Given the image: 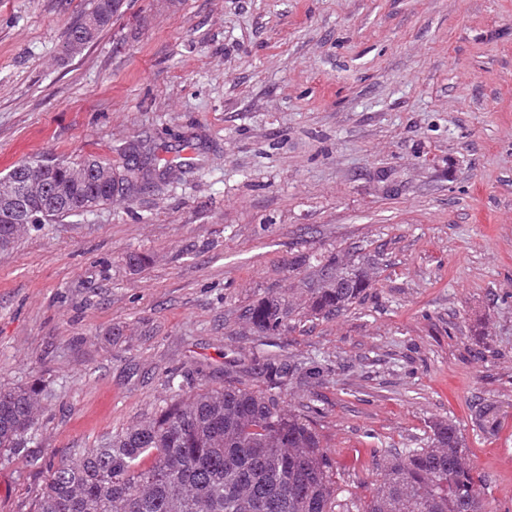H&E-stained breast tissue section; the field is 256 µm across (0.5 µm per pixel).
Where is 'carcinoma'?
I'll list each match as a JSON object with an SVG mask.
<instances>
[{
    "label": "carcinoma",
    "mask_w": 512,
    "mask_h": 512,
    "mask_svg": "<svg viewBox=\"0 0 512 512\" xmlns=\"http://www.w3.org/2000/svg\"><path fill=\"white\" fill-rule=\"evenodd\" d=\"M119 0H92L70 28L66 50L76 53L112 20ZM112 164L22 162L0 177V187L28 177L36 209L32 223L49 224L112 203L126 175L100 177ZM24 224L0 225V249ZM339 286L315 288L311 312L336 315L368 288L365 276H338ZM289 310L277 295L261 298L248 318L264 335L287 327ZM266 389L228 385L178 397L153 418L62 459L38 499L36 512H490L475 493L481 475L469 462L460 429L435 423L421 448L383 458L372 494L359 503L342 498L321 437L301 414L285 411L281 395L299 368L275 358L261 364ZM38 391L0 389V448H19L34 425ZM151 464L143 465L144 459Z\"/></svg>",
    "instance_id": "cac0c4a2"
}]
</instances>
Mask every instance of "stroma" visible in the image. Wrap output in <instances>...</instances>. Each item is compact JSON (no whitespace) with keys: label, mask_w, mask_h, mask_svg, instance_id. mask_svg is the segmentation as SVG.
Segmentation results:
<instances>
[{"label":"stroma","mask_w":512,"mask_h":512,"mask_svg":"<svg viewBox=\"0 0 512 512\" xmlns=\"http://www.w3.org/2000/svg\"><path fill=\"white\" fill-rule=\"evenodd\" d=\"M88 3L0 0V175L135 172L0 249V387L43 389L0 450V512L153 417L169 375L260 389L269 356L324 367L283 407L344 495L448 420L512 512V0H120L68 54ZM356 267L361 299L312 317V289ZM271 292L288 327L262 336L245 311Z\"/></svg>","instance_id":"1"}]
</instances>
